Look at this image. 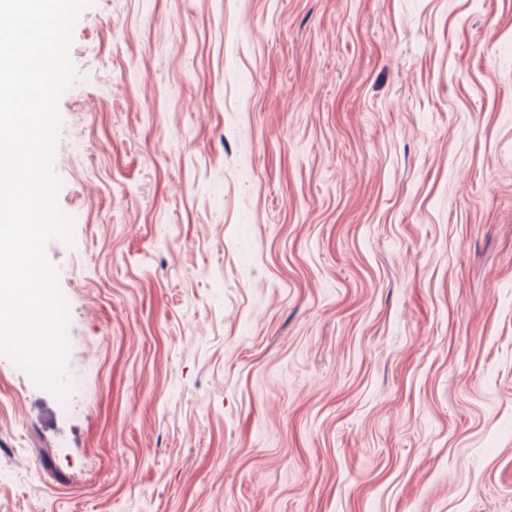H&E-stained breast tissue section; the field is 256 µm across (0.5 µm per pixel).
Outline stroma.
I'll use <instances>...</instances> for the list:
<instances>
[{
  "instance_id": "35a3bbf8",
  "label": "stroma",
  "mask_w": 512,
  "mask_h": 512,
  "mask_svg": "<svg viewBox=\"0 0 512 512\" xmlns=\"http://www.w3.org/2000/svg\"><path fill=\"white\" fill-rule=\"evenodd\" d=\"M70 59L0 512H512V0H93Z\"/></svg>"
}]
</instances>
